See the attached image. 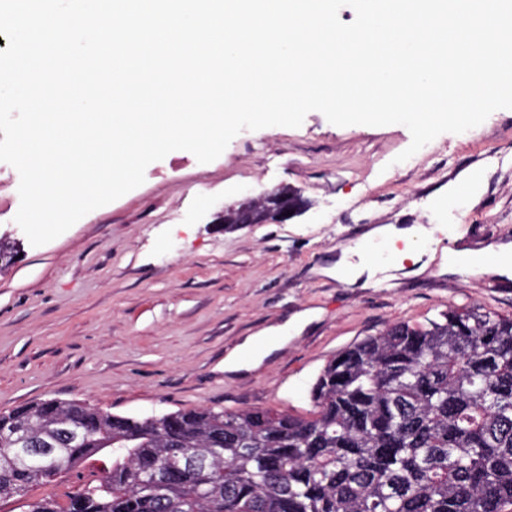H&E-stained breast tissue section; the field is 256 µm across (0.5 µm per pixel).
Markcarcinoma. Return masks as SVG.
<instances>
[{"label":"carcinoma","instance_id":"cac0c4a2","mask_svg":"<svg viewBox=\"0 0 512 512\" xmlns=\"http://www.w3.org/2000/svg\"><path fill=\"white\" fill-rule=\"evenodd\" d=\"M308 417L267 408L114 415L82 444L55 426L72 404L18 407L36 422L41 460L0 438V485L24 496L70 474L101 439L110 466L66 506L27 512H512V318L450 309L398 323L331 358ZM195 453L204 470L156 464Z\"/></svg>","mask_w":512,"mask_h":512}]
</instances>
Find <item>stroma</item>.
I'll return each mask as SVG.
<instances>
[{
    "mask_svg": "<svg viewBox=\"0 0 512 512\" xmlns=\"http://www.w3.org/2000/svg\"><path fill=\"white\" fill-rule=\"evenodd\" d=\"M410 143L401 124L339 127L313 111L297 128L242 131L206 164L187 151L153 162L142 185L37 247L14 220L20 178L0 162V232L22 253L0 272V411L59 399L138 418L197 408L307 415L326 362L392 324L451 309L512 317V280L437 260L371 288L316 275L372 224H457L461 249L512 242V109L397 162ZM476 170L469 207L456 190ZM284 188L307 202L287 223L218 224L224 206ZM307 309L320 318L259 368L225 373L246 337ZM108 465L92 457L29 496L66 504Z\"/></svg>",
    "mask_w": 512,
    "mask_h": 512,
    "instance_id": "1",
    "label": "stroma"
}]
</instances>
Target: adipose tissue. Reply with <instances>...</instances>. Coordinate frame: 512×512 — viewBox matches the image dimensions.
Wrapping results in <instances>:
<instances>
[{
  "label": "adipose tissue",
  "instance_id": "adipose-tissue-1",
  "mask_svg": "<svg viewBox=\"0 0 512 512\" xmlns=\"http://www.w3.org/2000/svg\"><path fill=\"white\" fill-rule=\"evenodd\" d=\"M431 238V230L419 224H379L367 228L360 241L382 246L403 244V257L411 259L417 273L421 274L427 270L428 264L423 260L424 252L419 245ZM384 269V264L362 255L359 249L349 247L342 251L333 264L319 268L318 273L367 288L376 285L377 275ZM318 317V312L301 311L293 315L287 324L271 327L259 335L248 337L241 346L225 357V372L233 373L258 367L265 357L283 345L287 333H301Z\"/></svg>",
  "mask_w": 512,
  "mask_h": 512
}]
</instances>
